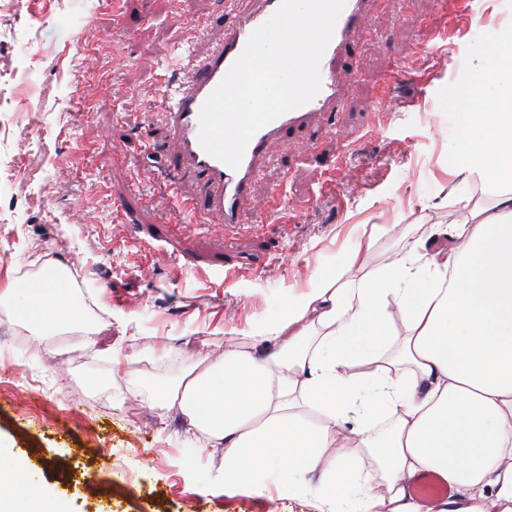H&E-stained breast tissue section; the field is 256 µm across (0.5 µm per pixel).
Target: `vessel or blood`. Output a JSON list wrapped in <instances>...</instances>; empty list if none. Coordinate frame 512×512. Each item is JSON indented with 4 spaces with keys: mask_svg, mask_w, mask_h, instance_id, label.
<instances>
[{
    "mask_svg": "<svg viewBox=\"0 0 512 512\" xmlns=\"http://www.w3.org/2000/svg\"><path fill=\"white\" fill-rule=\"evenodd\" d=\"M279 3L280 0H228L227 6L233 13L231 25L225 28L221 39L211 44L187 80L174 90L170 102L163 106L169 120L166 153L171 167L211 189L204 199H187L186 222H193L202 213L223 224L239 223L242 214L254 203L252 186L259 161L269 146L318 120L341 95L336 70L348 57L349 37L360 27L368 0H346L320 63L321 89L309 103L260 128L238 167H229L204 151L199 142L202 105L240 56L251 34L273 15ZM414 492L421 501L429 502L447 496L450 489L440 477L427 473L417 479Z\"/></svg>",
    "mask_w": 512,
    "mask_h": 512,
    "instance_id": "obj_1",
    "label": "vessel or blood"
}]
</instances>
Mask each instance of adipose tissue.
I'll use <instances>...</instances> for the list:
<instances>
[{"mask_svg":"<svg viewBox=\"0 0 512 512\" xmlns=\"http://www.w3.org/2000/svg\"><path fill=\"white\" fill-rule=\"evenodd\" d=\"M491 56L487 96L463 109L460 149L464 171L495 189L492 212L446 226L442 252L408 237L381 275L353 287L373 246L359 242L284 318L157 388L162 406L223 443L224 485L258 492L271 471L291 492L318 469L323 512H512V28ZM27 292L20 314L34 334L75 312L61 279ZM427 471L453 491L433 506L411 493ZM0 512L64 510L32 492L23 469L0 468Z\"/></svg>","mask_w":512,"mask_h":512,"instance_id":"ef3b65f1","label":"adipose tissue"}]
</instances>
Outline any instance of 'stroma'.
<instances>
[{"mask_svg": "<svg viewBox=\"0 0 512 512\" xmlns=\"http://www.w3.org/2000/svg\"><path fill=\"white\" fill-rule=\"evenodd\" d=\"M369 14L334 126L270 147L242 223L186 224L196 187L167 164L160 99L174 50L221 33L219 0H0V284L60 266L91 317L37 336L0 305V463L70 512H320L318 470L292 495L215 483L223 446L154 388L223 360L228 329L279 318L360 238L376 241L356 279L404 251L394 225L425 239L493 205L460 170L458 88L482 87L512 0H471L446 30L436 0Z\"/></svg>", "mask_w": 512, "mask_h": 512, "instance_id": "1", "label": "stroma"}]
</instances>
